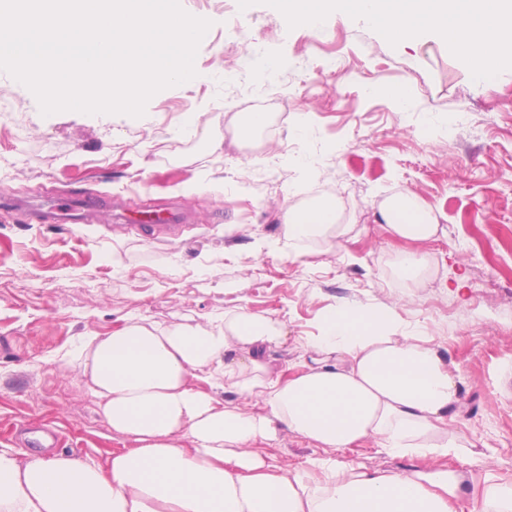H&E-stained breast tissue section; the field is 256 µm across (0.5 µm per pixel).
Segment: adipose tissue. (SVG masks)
I'll return each mask as SVG.
<instances>
[{
  "label": "adipose tissue",
  "mask_w": 512,
  "mask_h": 512,
  "mask_svg": "<svg viewBox=\"0 0 512 512\" xmlns=\"http://www.w3.org/2000/svg\"><path fill=\"white\" fill-rule=\"evenodd\" d=\"M341 3L388 42L441 33L474 81L512 63V0ZM379 214L399 243L392 278L425 285L432 263L415 246L438 236L436 216L409 193ZM284 220L293 262L349 232L331 194L288 208ZM287 341L283 319L243 307L194 323L128 316L112 333L78 337L63 357L80 364L106 424L131 446L102 464L56 453L23 460L0 448V512H512V479L488 472L470 487L462 471L429 466L472 446L449 427L463 407L461 378L393 304L331 305L301 344L309 361L283 376L264 354ZM212 381L237 401L212 395ZM251 399L258 409L245 408ZM284 432L328 456L281 466L255 451ZM370 441L427 466L403 474L336 456Z\"/></svg>",
  "instance_id": "1"
}]
</instances>
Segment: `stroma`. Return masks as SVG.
<instances>
[{
	"label": "stroma",
	"instance_id": "1",
	"mask_svg": "<svg viewBox=\"0 0 512 512\" xmlns=\"http://www.w3.org/2000/svg\"><path fill=\"white\" fill-rule=\"evenodd\" d=\"M211 20L195 81L158 92L139 118L74 111L42 115L35 96L0 71V199L36 207L49 189L121 197L95 224H43L0 210V448L31 453L20 431L49 427L57 453L105 462L126 448L97 411L79 366L60 351L140 315L180 322L245 307L284 316L289 341L272 367L300 363L299 339L339 300L395 304L457 365L464 404L451 426L477 445L463 463L512 478V65L476 83L439 34L389 44L339 10L321 32L282 22L278 0H180ZM279 59L267 80L239 70L246 50ZM402 86L400 108L386 94ZM269 124L249 138L250 112ZM192 120L183 136L177 122ZM307 125L308 138L293 135ZM308 158L312 172L300 170ZM338 197L350 227L345 251L302 261L287 248L256 253L282 235V216ZM412 193L443 228L424 244L429 282L408 288L386 265L393 241L377 220L388 197ZM176 202L189 215L178 237L150 241L121 229L147 206ZM464 278L465 288L453 283ZM257 451L281 465L324 456L282 433Z\"/></svg>",
	"mask_w": 512,
	"mask_h": 512
}]
</instances>
